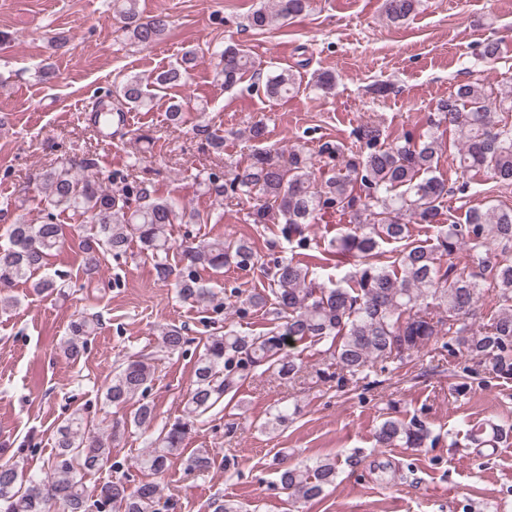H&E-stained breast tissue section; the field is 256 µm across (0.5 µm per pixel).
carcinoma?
<instances>
[{
	"instance_id": "cac0c4a2",
	"label": "carcinoma",
	"mask_w": 512,
	"mask_h": 512,
	"mask_svg": "<svg viewBox=\"0 0 512 512\" xmlns=\"http://www.w3.org/2000/svg\"><path fill=\"white\" fill-rule=\"evenodd\" d=\"M310 6L311 0L263 3L248 23L263 30ZM421 6L422 0H382L384 14L394 23ZM112 7L138 45H153L169 29V15L145 19L138 0H113ZM499 52V41L488 39L478 61L493 64ZM216 56V77L226 89L249 72L260 76L254 60L235 46H225ZM194 65L195 57L188 54L179 66L147 80L126 78L109 92L115 105L94 112L95 126L103 129L123 122L127 109H152L153 90L180 84ZM295 90L296 75L288 69L267 75L263 84L269 98L286 99ZM446 136L457 148L461 173L483 171L500 184L512 185V79L492 84L477 78L457 85L429 113L425 131H407L394 143H386L378 127L362 124L352 149L331 141L319 143L314 153L302 145L285 152L257 148L248 163L235 166L230 178L208 174V194L221 200H257L245 222L268 224L277 219L282 233L297 237L302 250L308 247L304 232L310 224L326 215L338 216L351 228L330 240L324 253L336 254L338 264L349 258L354 270L327 286L319 282L315 263L293 256L276 261L268 287L247 296L245 304L260 309L270 304L284 322L258 334L227 329L207 337L194 365L182 418L155 434L154 406L142 402L129 417L98 432L81 415L71 414L57 426L55 451L41 474L25 478L15 465L0 464V512H161L160 488L154 482L132 488L115 479L89 486L85 477L110 463L112 440L131 428L149 435L138 466L152 475L164 474L180 457L195 417L236 390L253 370L264 366L290 379L300 372L286 352L290 341L324 347L336 372L318 369L315 377H335L339 386L363 381L375 368L383 372L389 363L410 360L429 345L450 356L462 349L490 364L498 378L512 380V207H469L464 221L456 220L448 200L453 190L436 175ZM109 180L121 188L110 190L64 164L46 171L44 220L9 225L6 242L0 244V288L27 282L45 268L48 257L64 243L62 227L56 223L57 214L64 212L90 220L79 243L86 275L98 273L101 256L119 257L135 240L155 261L159 277L176 276L179 297L203 308L212 303L214 293L202 283L199 270L233 266L248 271L257 263L247 241L215 239L183 246V267L174 272L168 263L172 244L166 227L179 221L200 224L204 218L172 197H152L147 185L126 171L113 172ZM412 224H427L435 234L415 240ZM384 244L394 245L388 256L382 251ZM463 246L469 260L460 269L454 255ZM33 288L48 295L61 292L62 285L46 275ZM486 288L496 291L498 306L487 320L478 322L476 307ZM97 325L98 320L84 315L71 321L62 345L64 356L77 357ZM188 342L182 327L166 325L160 331L159 346L169 353ZM155 370L148 354L122 362L106 386L105 401L116 407L129 404L148 389ZM430 436L420 421L404 423L389 417L378 427L376 441L380 447L400 443L420 448ZM213 462L209 450L198 449L185 466L204 473ZM336 477V460L329 457L279 470V483L294 504L323 497Z\"/></svg>"
}]
</instances>
